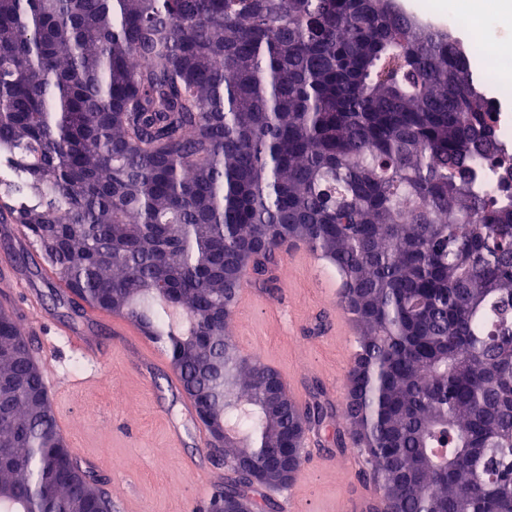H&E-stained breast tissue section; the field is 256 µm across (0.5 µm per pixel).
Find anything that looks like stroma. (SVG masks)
<instances>
[{
  "mask_svg": "<svg viewBox=\"0 0 512 512\" xmlns=\"http://www.w3.org/2000/svg\"><path fill=\"white\" fill-rule=\"evenodd\" d=\"M23 258L22 279L38 282V294L51 315L39 334L46 360L68 372L83 363L62 337L60 325L87 330L102 352V375L111 386L66 393L55 404L67 424L66 440L78 462L100 476L101 490L112 493V512H196L203 503L200 481L186 466L198 459L209 480L224 474L208 449L197 447L195 415L185 413L179 398L167 389L169 364L145 371L139 352L104 323H91L70 310L54 306L49 286L41 282L45 261L32 241H20L0 230V256ZM338 284L334 270L319 261L317 269L281 261L275 290L257 288L251 303L234 309L232 336L241 353L273 366L295 395L320 398L332 407L331 423L317 432L314 446L306 448L302 467L290 490L301 512H344V496L374 491L365 475V457L351 445L336 446L335 434L344 429L340 411L345 402V381L353 360L356 338L345 335L330 312L314 279ZM186 433L183 447H172L169 423Z\"/></svg>",
  "mask_w": 512,
  "mask_h": 512,
  "instance_id": "stroma-1",
  "label": "stroma"
}]
</instances>
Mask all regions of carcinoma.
Segmentation results:
<instances>
[{
  "mask_svg": "<svg viewBox=\"0 0 512 512\" xmlns=\"http://www.w3.org/2000/svg\"><path fill=\"white\" fill-rule=\"evenodd\" d=\"M147 58L141 66L138 58ZM492 108L451 33L395 0H0V213L58 304L159 344L224 503L261 496L281 377L241 354L236 291L280 247L336 270L358 333L343 416L372 512H512V195L484 196ZM14 312L0 306V512H96Z\"/></svg>",
  "mask_w": 512,
  "mask_h": 512,
  "instance_id": "1",
  "label": "carcinoma"
}]
</instances>
